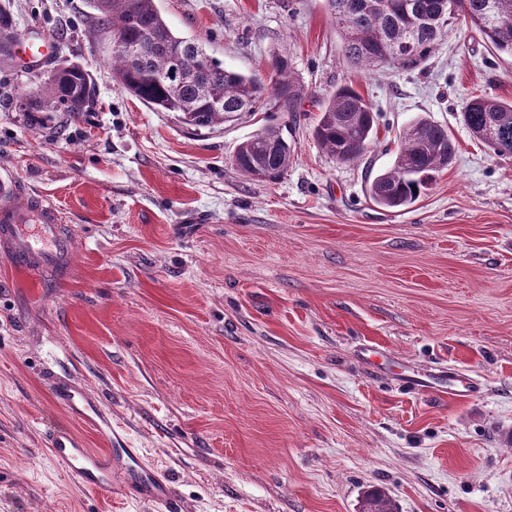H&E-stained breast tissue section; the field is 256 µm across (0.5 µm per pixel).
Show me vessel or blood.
Instances as JSON below:
<instances>
[{
    "instance_id": "obj_1",
    "label": "vessel or blood",
    "mask_w": 512,
    "mask_h": 512,
    "mask_svg": "<svg viewBox=\"0 0 512 512\" xmlns=\"http://www.w3.org/2000/svg\"><path fill=\"white\" fill-rule=\"evenodd\" d=\"M0 244L9 249L14 266L32 272L66 261L70 255V243L60 230L54 210L18 207L12 190L1 179ZM54 398L72 418L91 422L104 436H111V410L83 385L61 386ZM47 446L82 486L104 493L118 489L132 499L163 507L164 512L180 510L167 479L144 462L139 449L118 446L94 452L67 426L51 430Z\"/></svg>"
}]
</instances>
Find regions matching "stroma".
<instances>
[{
    "instance_id": "obj_1",
    "label": "stroma",
    "mask_w": 512,
    "mask_h": 512,
    "mask_svg": "<svg viewBox=\"0 0 512 512\" xmlns=\"http://www.w3.org/2000/svg\"><path fill=\"white\" fill-rule=\"evenodd\" d=\"M169 26L223 66L286 56L307 90L275 183L246 180L241 113L184 125L106 71L112 39L87 0H11L18 33L94 83L79 114L0 104V171L18 204L54 207L68 266L34 275L0 247V512H154L82 489L53 458V397L77 382L164 471L184 512H358L384 488L398 512H512V158L462 121L512 100V56L455 26L426 62L346 61L325 0H158ZM351 84L381 119L361 161L313 140L319 102ZM456 144L410 208L369 202L418 118ZM469 378L463 397L452 386ZM427 387H418V380Z\"/></svg>"
}]
</instances>
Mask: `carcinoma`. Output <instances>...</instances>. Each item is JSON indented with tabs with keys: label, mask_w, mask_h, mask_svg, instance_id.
<instances>
[{
	"label": "carcinoma",
	"mask_w": 512,
	"mask_h": 512,
	"mask_svg": "<svg viewBox=\"0 0 512 512\" xmlns=\"http://www.w3.org/2000/svg\"><path fill=\"white\" fill-rule=\"evenodd\" d=\"M100 30L118 33L139 48L136 59L112 50L109 75L129 94L161 112H176L195 128L232 121L240 112L262 106L297 117L306 89L288 58L271 57L268 82L245 76L212 60L201 43L176 34L156 0H89ZM341 36L345 59L354 66L388 65L411 69L431 54L444 27L463 22L499 52L512 55V0H326ZM16 38L10 3L0 4V67L13 55L4 41ZM399 48V55L392 49ZM179 76L168 77L173 62ZM24 112H85L93 105L94 86L79 67L43 70L22 95ZM470 133L496 155L512 157V101L474 97L462 108ZM378 113L352 86L341 85L323 101L313 128L321 149L341 163L361 159L377 131ZM288 126L267 124L238 144L233 165L244 178L276 182L292 162ZM455 145L448 129L418 118L399 135L393 164L368 184L369 198L383 208H407L425 194L436 175L452 163ZM417 190H412V187ZM362 512H397L393 500L373 489Z\"/></svg>",
	"instance_id": "obj_1"
}]
</instances>
